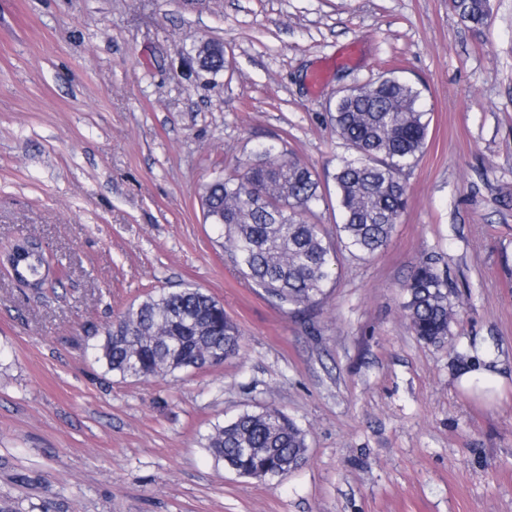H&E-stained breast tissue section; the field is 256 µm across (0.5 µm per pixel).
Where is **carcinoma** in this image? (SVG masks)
<instances>
[{
    "label": "carcinoma",
    "instance_id": "1",
    "mask_svg": "<svg viewBox=\"0 0 512 512\" xmlns=\"http://www.w3.org/2000/svg\"><path fill=\"white\" fill-rule=\"evenodd\" d=\"M454 4L462 22L473 28L487 23L490 0ZM198 59L216 74L223 48L211 43ZM418 99L412 86L391 75L336 103L330 123L351 155L334 174L340 222L331 230L315 221L324 201L316 173L272 146L257 149L203 187L205 222L224 226L228 260L272 304L293 313L314 306L334 275V241L368 256L386 246L407 205L403 172L427 147L429 119ZM24 240L31 248L27 274L33 277L47 258L38 240ZM403 289L412 332L428 344L448 339L456 318L448 277L423 260ZM240 340L239 326L220 301L184 288L161 290L131 305L105 328L96 351L109 371L141 378L219 364L237 354ZM206 447L239 475L269 481L301 466L307 445L293 419L265 409L214 426Z\"/></svg>",
    "mask_w": 512,
    "mask_h": 512
}]
</instances>
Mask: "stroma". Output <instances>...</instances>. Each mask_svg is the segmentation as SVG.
I'll return each instance as SVG.
<instances>
[{
  "mask_svg": "<svg viewBox=\"0 0 512 512\" xmlns=\"http://www.w3.org/2000/svg\"><path fill=\"white\" fill-rule=\"evenodd\" d=\"M210 40L216 74L194 61ZM392 73L431 119L407 207L374 255L337 246L310 316L283 312L232 270L202 187L272 145L335 224L329 114ZM21 233L64 276H0V512H512V0L480 28L448 0H0V249ZM424 259L458 312L437 345L402 308ZM187 286L239 325L236 356L150 378L96 359L117 315ZM479 348L490 399L456 383ZM265 408L307 452L260 482L206 437Z\"/></svg>",
  "mask_w": 512,
  "mask_h": 512,
  "instance_id": "35a3bbf8",
  "label": "stroma"
}]
</instances>
